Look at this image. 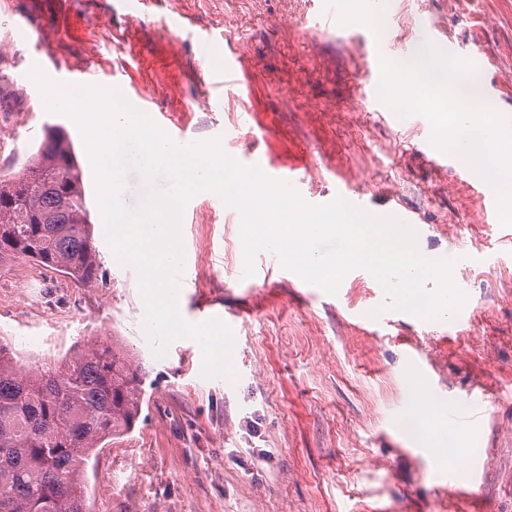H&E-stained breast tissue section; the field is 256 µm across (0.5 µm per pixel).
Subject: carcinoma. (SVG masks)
<instances>
[{
  "instance_id": "cac0c4a2",
  "label": "carcinoma",
  "mask_w": 512,
  "mask_h": 512,
  "mask_svg": "<svg viewBox=\"0 0 512 512\" xmlns=\"http://www.w3.org/2000/svg\"><path fill=\"white\" fill-rule=\"evenodd\" d=\"M20 256L86 287L97 281L82 172L59 126L44 127L28 164L0 178V266ZM144 376L98 344L27 370L0 337V512H90L82 465L135 426Z\"/></svg>"
}]
</instances>
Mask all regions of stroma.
Masks as SVG:
<instances>
[{
    "label": "stroma",
    "mask_w": 512,
    "mask_h": 512,
    "mask_svg": "<svg viewBox=\"0 0 512 512\" xmlns=\"http://www.w3.org/2000/svg\"><path fill=\"white\" fill-rule=\"evenodd\" d=\"M313 0H148L140 12L116 0H0V74L13 84V125L0 133V173L20 169L45 125L71 137L83 173L100 263L84 287L19 258L0 271V336L29 365L60 362L96 339L123 342L145 371L140 417L104 441L87 466L93 512H448L451 491L419 455L405 396L406 346L428 366V386L461 400L483 390L488 421L472 428L466 459L491 453L475 490L476 512H512V241L487 218L455 170L436 167L423 144L430 122L399 124L379 96L375 31L310 19ZM388 53L423 21L496 64L483 81L500 92L496 110L512 127V0H393ZM210 29L215 57H243L250 79L232 93L212 86L194 40L180 25ZM127 71L130 91L170 110L194 143L219 139L280 166L306 163L315 194L337 179L382 201L394 194L429 229L423 250L449 240L490 254L457 276L471 321L442 339L403 312L385 329L357 328L383 302L373 278L348 271L337 294L246 262L239 212L201 193L186 205L187 252L178 293L190 324L202 305L241 313L232 381L201 374L193 339L155 356L143 331L137 274L107 240L82 134L49 111L38 81L75 87L77 72Z\"/></svg>",
    "instance_id": "1"
}]
</instances>
